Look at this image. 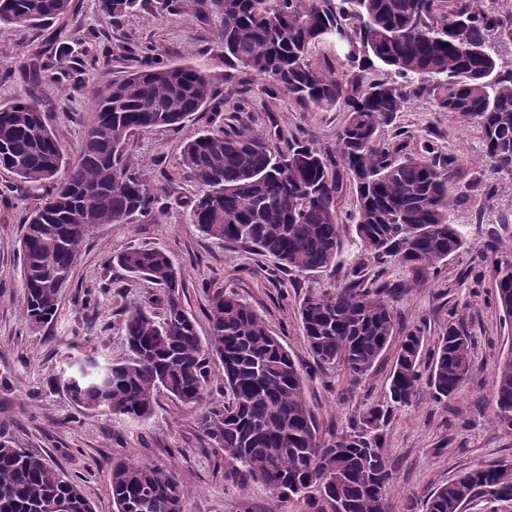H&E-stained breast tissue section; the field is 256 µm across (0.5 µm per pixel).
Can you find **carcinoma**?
<instances>
[{"label": "carcinoma", "mask_w": 512, "mask_h": 512, "mask_svg": "<svg viewBox=\"0 0 512 512\" xmlns=\"http://www.w3.org/2000/svg\"><path fill=\"white\" fill-rule=\"evenodd\" d=\"M139 0H98L108 22ZM219 19L224 65L269 80L267 95L286 92L306 111L337 107L347 119L336 152L294 139L279 145L248 126L203 131L182 150L199 185L191 223L226 247L246 246L279 267L318 273L343 264L337 201L348 178L355 193L353 243L380 265L432 269L466 243L452 212L465 195L448 184L456 165L425 141L400 155L379 135L412 96L434 99L441 112L479 123L493 174L512 185V70L499 67L492 38L498 15L480 0H210ZM73 0H0V23L31 26L63 18ZM322 50L337 67L313 65ZM155 49L140 66L97 94L80 160L67 175L57 135L34 102L0 104V167L39 196L25 217L20 248L25 319L32 327L57 316L62 291L89 233L101 224L153 219L159 188L129 167L128 137L175 127L213 99L201 65L161 66ZM383 77L365 81L363 72ZM158 294L129 305L123 323L129 354L102 366H80L59 379L72 402L134 421L151 418L166 395L195 409L207 437L224 449V481L266 485L278 508L317 499L318 512H389L393 473L379 443L390 415L420 393L423 336L404 333L388 377L386 404L367 408L352 431L322 438L304 396V371L261 316L231 291L210 297L209 336H199L182 294L184 276L169 255L128 247L116 255ZM494 296L512 322V257L491 263ZM385 283L349 280L331 295L299 307L308 349L339 363L359 381L388 349L397 322ZM221 368L227 402L211 406L212 365ZM474 365L468 336L448 321L426 385L437 402L453 397ZM494 422L512 430V359L494 369ZM429 494L422 512H460L480 493L512 500V476L476 467ZM116 512H185L189 491L169 468L133 457L112 462ZM0 512H94L76 479L46 459L0 440Z\"/></svg>", "instance_id": "cac0c4a2"}]
</instances>
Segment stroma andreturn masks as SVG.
I'll return each instance as SVG.
<instances>
[{"label":"stroma","mask_w":512,"mask_h":512,"mask_svg":"<svg viewBox=\"0 0 512 512\" xmlns=\"http://www.w3.org/2000/svg\"><path fill=\"white\" fill-rule=\"evenodd\" d=\"M75 10L54 20L68 46L52 63L60 80L31 81L26 70L39 49H48L50 31L0 24V103L34 99L57 134L68 165L79 159L93 119L94 93L105 90L137 65L136 50L155 47L170 65L202 64L220 102L218 111L198 112L180 127L137 132L127 144L131 166L149 167L161 189L155 221L103 224L94 229L61 298L55 321L30 328L22 314L19 241L26 210L36 196L16 177L0 171V436L78 476L94 512H114L110 493L112 461L146 458L170 467L189 490L188 512H275L277 501L264 484L224 481V451L205 435L191 408L161 397L155 415L135 422L99 411L79 414L67 394L52 386L68 363L94 358L112 361L126 354L124 309L155 293L154 285L113 264L125 248L170 251L185 275L183 302L199 335L209 333L207 310L215 289L235 292L279 336L308 374L305 397L323 438L349 431L367 408L382 403L395 351L387 349L370 374L353 382L338 364H317L306 345L298 307L303 298L334 293L350 268L361 279L393 288L388 301L403 327H419L433 349L456 316L472 339L474 371L457 395L437 403L421 391L414 404L395 412L382 431L381 447L394 473L388 492L390 512L408 501L422 502L437 487L475 466L512 460V431L491 420L493 372L512 352V325L492 296L487 265L478 251L494 246L512 255V187L489 171L479 124L437 111L432 99H410L382 137L403 152L431 141L457 160L455 182L468 191L474 178L494 185L492 194L468 191L453 214L466 243L439 271L377 265L356 247H346L345 265L301 275L277 271L273 260L248 250H231L202 234L189 219L198 185L181 164L184 144L199 132L247 124L259 134L281 133L334 150L346 118L343 109L306 112L288 96L269 98L264 79L244 68L229 69L214 36L209 0L182 11L180 0H140L116 24L107 23L98 0H74Z\"/></svg>","instance_id":"obj_1"}]
</instances>
